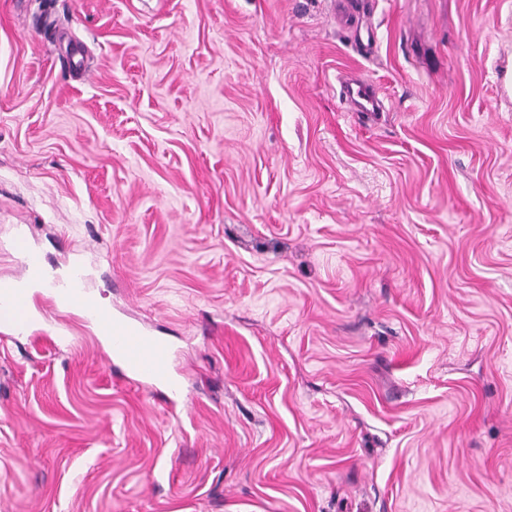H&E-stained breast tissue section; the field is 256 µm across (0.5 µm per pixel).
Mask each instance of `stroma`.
<instances>
[{"label":"stroma","instance_id":"1","mask_svg":"<svg viewBox=\"0 0 512 512\" xmlns=\"http://www.w3.org/2000/svg\"><path fill=\"white\" fill-rule=\"evenodd\" d=\"M382 100L350 111L341 79ZM512 0H0V512H512ZM13 248L22 257V268L12 278L0 280V330L23 336L37 321L28 308L25 289L30 288L32 273L40 266L41 257L22 232L14 236ZM69 306L77 307L86 312L97 324L101 334L110 335L112 357L118 360L125 371L132 376H145L141 372L145 368L142 350L149 351L155 359L154 373L167 376L164 367L166 347L164 343L152 336H147L135 324L116 320L110 327L111 317L94 309L93 299L83 286V275L74 270L67 287ZM149 378V377H148Z\"/></svg>","mask_w":512,"mask_h":512}]
</instances>
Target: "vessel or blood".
<instances>
[{"mask_svg": "<svg viewBox=\"0 0 512 512\" xmlns=\"http://www.w3.org/2000/svg\"><path fill=\"white\" fill-rule=\"evenodd\" d=\"M344 94L357 105L359 111L372 112L379 106L377 91L368 82L346 86ZM13 248L22 258V268L12 278L0 280V330L13 336H22L27 334L36 323L28 308L26 290L30 286L33 271L41 264V257L31 246L28 237L21 232L15 235ZM67 292L68 305L80 308L89 314L101 334L109 336L113 358L123 365L129 375H140L145 367L143 355L147 352L151 353L155 360L154 373L164 374L166 355L164 343L146 335L135 324L111 320L107 313L96 310L92 297L83 286V275L80 271H73Z\"/></svg>", "mask_w": 512, "mask_h": 512, "instance_id": "b4317fda", "label": "vessel or blood"}]
</instances>
